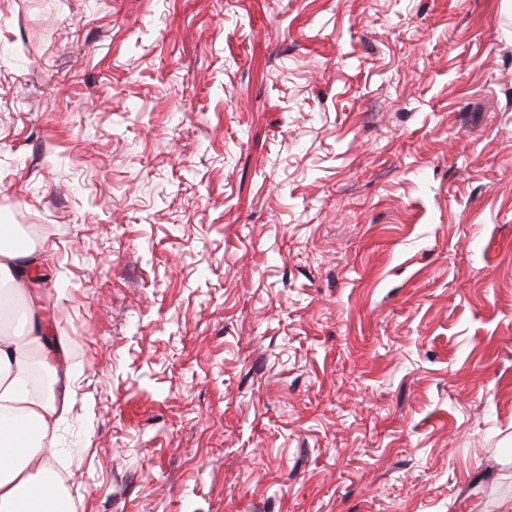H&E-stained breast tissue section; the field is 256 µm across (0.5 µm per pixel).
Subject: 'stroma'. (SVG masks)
<instances>
[{"instance_id": "35a3bbf8", "label": "stroma", "mask_w": 512, "mask_h": 512, "mask_svg": "<svg viewBox=\"0 0 512 512\" xmlns=\"http://www.w3.org/2000/svg\"><path fill=\"white\" fill-rule=\"evenodd\" d=\"M80 512L512 497V0H0V225Z\"/></svg>"}]
</instances>
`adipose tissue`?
<instances>
[{"label": "adipose tissue", "instance_id": "1", "mask_svg": "<svg viewBox=\"0 0 512 512\" xmlns=\"http://www.w3.org/2000/svg\"><path fill=\"white\" fill-rule=\"evenodd\" d=\"M29 255L14 235L0 232V281L9 284L27 323L21 331L0 329V512H41L68 497L54 437L69 396L52 391L36 397L27 389L35 354L51 345L33 326L41 307L23 286Z\"/></svg>", "mask_w": 512, "mask_h": 512}]
</instances>
